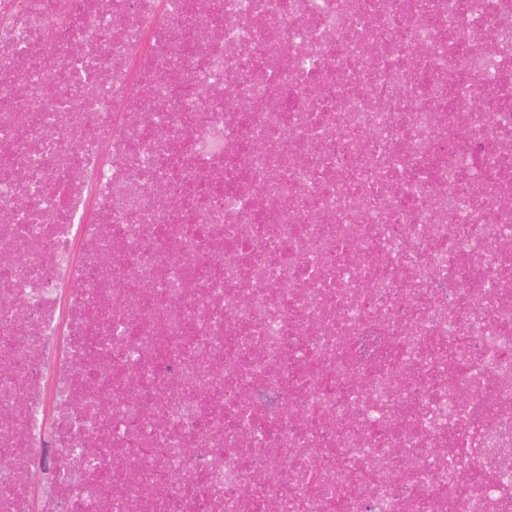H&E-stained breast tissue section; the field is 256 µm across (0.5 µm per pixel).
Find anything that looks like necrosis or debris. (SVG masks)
Instances as JSON below:
<instances>
[{"mask_svg": "<svg viewBox=\"0 0 512 512\" xmlns=\"http://www.w3.org/2000/svg\"><path fill=\"white\" fill-rule=\"evenodd\" d=\"M0 212V512H512V0H0Z\"/></svg>", "mask_w": 512, "mask_h": 512, "instance_id": "1", "label": "necrosis or debris"}]
</instances>
